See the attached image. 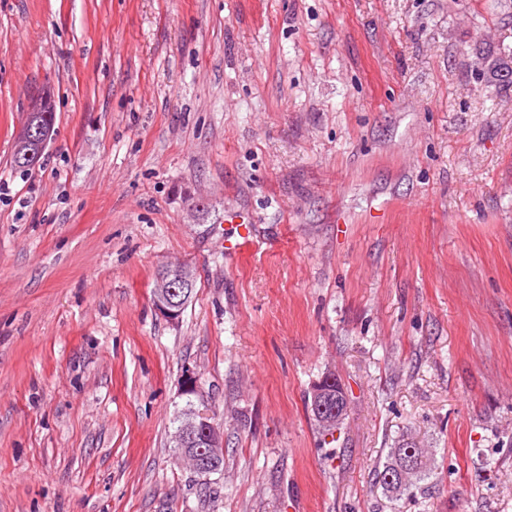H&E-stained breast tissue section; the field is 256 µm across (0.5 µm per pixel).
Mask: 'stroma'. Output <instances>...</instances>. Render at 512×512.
<instances>
[{
    "label": "stroma",
    "instance_id": "stroma-1",
    "mask_svg": "<svg viewBox=\"0 0 512 512\" xmlns=\"http://www.w3.org/2000/svg\"><path fill=\"white\" fill-rule=\"evenodd\" d=\"M503 46L512 0H0V512H512V87L477 55ZM189 371L207 478L170 443ZM402 439L434 473L393 501ZM43 111L41 110V102H33L30 107V112L27 114V126H28V138L20 144V150L27 158L29 163L34 166L37 164L39 158L42 155V144L38 139V134L35 131L39 130L41 125V114L42 113V130L43 133L49 137L52 136V132L55 124V105L54 100L49 97L43 102ZM25 146V147H24ZM164 267L166 271L164 275H160L163 267L157 273V276H160H158L154 285L153 301L160 314L171 321H175L180 317L181 312L183 313L185 303L191 291L192 297L196 280L192 290V283L195 277L191 267L186 264L167 263ZM345 402H347L346 394L340 393L335 385L334 376L330 374L323 376L312 386L308 399L310 410L325 428H332L337 421L343 419L346 410ZM410 447H415L408 442L402 443L398 441L393 448H389L387 452L386 461L383 463L382 468L378 467L374 471L375 484L382 489L384 495L391 499H398L406 492L416 488L417 485L430 478L433 473L431 460L427 455L425 448H418L425 457V461L419 460L415 467L406 473V477L402 482H395L392 484L388 481V476L395 471L398 461L402 454Z\"/></svg>",
    "mask_w": 512,
    "mask_h": 512
}]
</instances>
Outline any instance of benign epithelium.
Wrapping results in <instances>:
<instances>
[{"label": "benign epithelium", "mask_w": 512, "mask_h": 512, "mask_svg": "<svg viewBox=\"0 0 512 512\" xmlns=\"http://www.w3.org/2000/svg\"><path fill=\"white\" fill-rule=\"evenodd\" d=\"M41 102L32 103L27 114L28 138L20 150L30 164H37L42 155V144L36 131L41 125ZM194 274L186 264L168 263L165 274L158 276L153 301L156 309L171 321L177 320L192 291ZM347 396L339 393L334 376L327 374L315 383L310 392L308 405L315 418L325 428H331L345 415ZM173 442L180 459L202 476L221 473L215 455L224 450V430L212 417L195 404L186 405L180 413V421L173 435Z\"/></svg>", "instance_id": "1"}]
</instances>
